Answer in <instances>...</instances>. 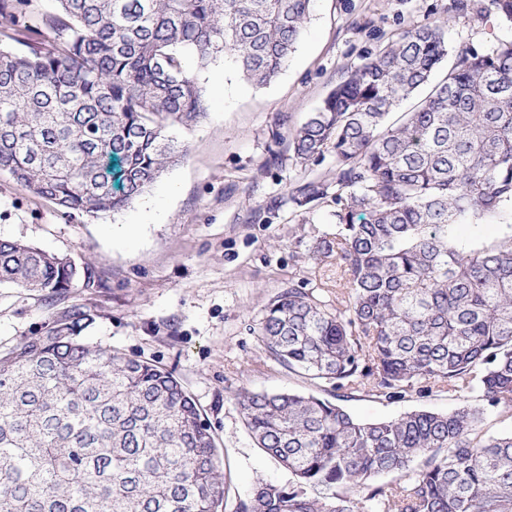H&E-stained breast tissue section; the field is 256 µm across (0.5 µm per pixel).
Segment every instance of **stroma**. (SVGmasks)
<instances>
[{"label":"stroma","instance_id":"stroma-1","mask_svg":"<svg viewBox=\"0 0 512 512\" xmlns=\"http://www.w3.org/2000/svg\"><path fill=\"white\" fill-rule=\"evenodd\" d=\"M427 22L446 23L453 51L512 39L489 0H471L464 12L453 0H314L295 53L269 85L250 84L220 56L199 73L207 112L175 132L187 158L125 210L65 214L1 171L0 240L92 264L99 286L50 301L0 284V353L44 335L71 308L90 309L89 342L172 371L196 401L224 460L223 512H236L257 480L291 481L254 445L235 401L244 389L333 396L329 384L289 372L256 336L265 306L310 278L311 247L334 222L332 199L299 221L292 190L334 181L336 164L328 151L296 162L289 135L352 70ZM341 404L378 421L418 409L449 413L461 400L439 389L388 400L362 388Z\"/></svg>","mask_w":512,"mask_h":512}]
</instances>
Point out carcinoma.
<instances>
[{
    "instance_id": "obj_1",
    "label": "carcinoma",
    "mask_w": 512,
    "mask_h": 512,
    "mask_svg": "<svg viewBox=\"0 0 512 512\" xmlns=\"http://www.w3.org/2000/svg\"><path fill=\"white\" fill-rule=\"evenodd\" d=\"M311 2L0 0L3 36L23 46H0V170L65 213L126 208L187 156L169 130L207 112L198 73L221 54L270 83ZM447 56L442 25L405 31L294 131L296 160L334 155L335 227L313 247L310 287L271 300L257 335L338 399L436 388L477 403L366 422L313 395L243 390L250 437L293 480L256 481L237 512H512V433L485 429L512 410V224L491 245L456 235L512 206V40L457 51L431 83ZM105 159L123 165L118 192ZM329 189L310 181L290 202ZM2 283L59 298L99 280L1 240ZM93 321L76 308L0 355V512H218L222 461L196 402L172 372L86 342ZM391 472L400 482L377 483ZM312 485L330 494L312 499Z\"/></svg>"
}]
</instances>
